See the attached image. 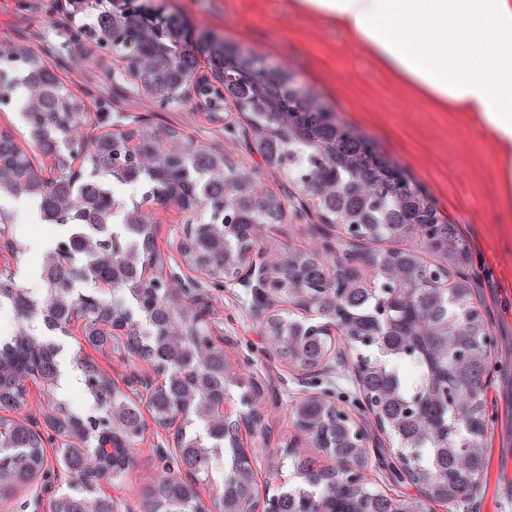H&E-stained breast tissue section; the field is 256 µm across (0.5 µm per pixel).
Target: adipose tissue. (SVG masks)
<instances>
[{
  "instance_id": "adipose-tissue-1",
  "label": "adipose tissue",
  "mask_w": 512,
  "mask_h": 512,
  "mask_svg": "<svg viewBox=\"0 0 512 512\" xmlns=\"http://www.w3.org/2000/svg\"><path fill=\"white\" fill-rule=\"evenodd\" d=\"M346 35L429 108L458 112L500 161L512 208V0H289Z\"/></svg>"
}]
</instances>
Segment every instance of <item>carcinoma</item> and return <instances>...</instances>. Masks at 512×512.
<instances>
[{
    "mask_svg": "<svg viewBox=\"0 0 512 512\" xmlns=\"http://www.w3.org/2000/svg\"><path fill=\"white\" fill-rule=\"evenodd\" d=\"M185 40V29L171 20L154 41L138 47L140 53L159 60L177 55L175 68L161 67L148 75L174 99L183 75L197 67L196 54L178 53ZM203 51L211 71L224 82V94L244 111L249 126H292L288 141L272 136L260 142L268 167L281 170L298 187L314 180L336 181V195L319 205L320 221L331 224L342 219L361 228L362 242L388 244L374 252L379 273L371 290L360 283V268L332 253L290 249L281 277L299 305L308 293L321 295L324 316H337L345 335L375 337L380 353L358 371V384L362 394L373 399L378 419L397 443L392 449L395 478L425 490L429 501L446 503L451 512L470 498L488 466L483 379L490 353L485 319L473 304L470 278L462 273L471 264L468 243L453 225L440 220L427 194L404 189L408 180L384 153L351 131L343 133L325 124L326 108L314 94L286 88L274 75L260 95L243 78V72L258 63L252 54L228 60L221 49L208 46ZM8 79L43 86L37 111L26 112L23 118L39 149L57 154L60 146L52 130L58 122L71 120L59 111L57 77L44 67L26 66ZM139 135L145 150L165 156L164 165L152 172L130 167L122 182H141L155 195L174 189L189 202L209 199L213 205L209 223L186 224L183 234L192 258L217 275L224 276V264H232L241 249L256 242V225L284 219L288 192L258 197L246 187L247 195L232 213L234 224L224 239L215 238L213 229L224 223L226 215V182L235 180L246 165L202 144L172 153L167 141L148 127ZM21 155L13 139L0 134V168L21 171ZM89 161L90 173L63 175L49 185L27 169L26 196L40 199L58 224L71 219L101 224L112 213L127 219L129 208L102 183L116 162L112 146L99 144ZM217 165L224 166V179L200 182ZM431 224L437 226L434 240L420 238L418 249L404 245ZM11 228L10 215L0 212V241L20 260L41 266L46 295L35 297L11 275L0 276V301L9 303L19 320L13 335L0 339V492L27 485L43 468L45 453L39 437L9 413L25 401L24 380L59 378L57 347L34 333L30 320L40 313L54 331L67 324V306L58 305L53 315H44L54 296L65 292L80 302L83 333L91 346L112 345V337L100 335L97 324L118 320L125 326L124 350L164 374L165 385L150 407L155 423L182 419L176 432L178 453L144 490L143 512H197L201 482L212 487L215 504L226 512L249 505L256 474L247 454L236 446L239 421L219 420L207 413L209 407L224 403L234 376L224 351L209 344L206 329L190 308L175 304L171 290L143 279V269L159 259L149 225H132L136 239L118 250L114 238L79 237L37 253L14 238ZM426 254L437 263L426 262ZM425 267L447 274L451 288H439L436 278L423 273ZM84 279L87 288H70V283ZM102 282L110 283L119 297L97 295L94 286ZM273 337L283 355L311 370L318 369L331 347L330 337L289 317L280 318ZM81 389L93 398L89 411L54 401L47 413L50 426L68 438L58 449L69 474V492L61 495L63 512H112V501L99 498L96 486L84 479L88 461L100 462L97 479L112 480L125 473L134 462L133 445L145 430L142 411L91 364L83 366ZM329 408L327 400L302 399L292 406L291 414L301 415L302 426L320 435L318 451L338 463L351 460L367 468V449L355 446L351 424L332 420ZM219 449L230 453L220 478L214 472ZM267 464L271 470L288 465L296 478L297 492L280 491L272 512L412 509L407 500L373 487L367 474L352 483L340 467L321 466L315 455L293 446L278 458L267 457ZM184 472L193 483L183 480Z\"/></svg>",
    "mask_w": 512,
    "mask_h": 512,
    "instance_id": "obj_1",
    "label": "carcinoma"
}]
</instances>
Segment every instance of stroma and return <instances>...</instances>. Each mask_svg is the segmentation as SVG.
<instances>
[{
  "instance_id": "obj_1",
  "label": "stroma",
  "mask_w": 512,
  "mask_h": 512,
  "mask_svg": "<svg viewBox=\"0 0 512 512\" xmlns=\"http://www.w3.org/2000/svg\"><path fill=\"white\" fill-rule=\"evenodd\" d=\"M152 7L176 19L195 34L211 33L228 45L287 65L297 84L317 95L351 131L378 145L432 199L442 221L455 225L471 248L469 276L477 304L493 340L486 376L488 467L473 497L460 512H512V213L497 206L498 160L487 136L452 112H436L398 90L387 75L346 36L322 21L293 13L288 0H151ZM95 12L70 16L60 0H0V42L23 45L34 52L60 81L77 93L86 110V133L109 128L151 127L159 134L177 131L183 140L203 144L257 170L259 182L274 193L289 189L287 215L278 224L272 247L308 252L349 250L333 226L321 223L298 188H287L283 175L264 167L246 122L233 107L224 119L211 121L207 109L179 104L159 108L144 99L134 80L110 74L111 62L86 39L79 25L94 24ZM9 132L35 170L48 173L27 126L13 106L0 107V131ZM152 235L165 264L182 277H193L179 250L184 215L174 208L154 207ZM197 292L215 343L223 347L237 387L227 406L237 413L258 410L263 420L241 427L240 441L255 455L283 448L296 429L287 410L308 396H322L344 407L367 432V473L375 486L396 491L424 512H448L427 502L417 489L394 482L385 464L392 439L375 426L354 378L351 358L357 346L337 336V356L329 372L303 374L281 358L262 331L270 311H281L285 297L260 303L249 288H224L200 280ZM66 361L94 364L126 385L132 374H151L140 359L119 350L99 351L83 341L80 329L60 337ZM24 404L14 419L42 438L49 472L30 486L0 498V512H52L67 490V474L57 450L62 438L44 419L46 397L40 383L27 385ZM168 432L151 429L135 444L132 467L109 487L123 512H140V496L161 469L159 449L171 448Z\"/></svg>"
}]
</instances>
